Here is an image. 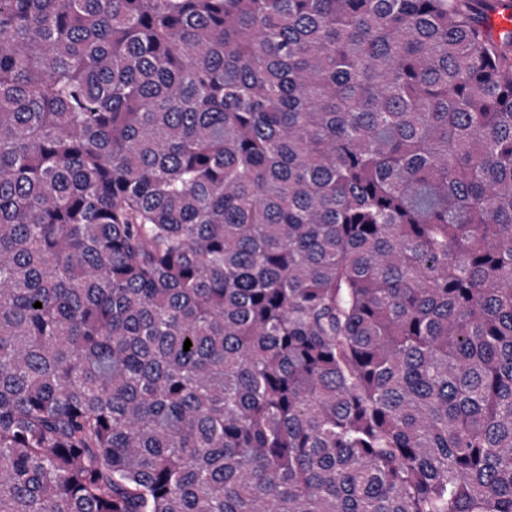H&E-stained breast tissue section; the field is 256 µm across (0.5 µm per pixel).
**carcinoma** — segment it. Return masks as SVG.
<instances>
[{"instance_id": "carcinoma-1", "label": "carcinoma", "mask_w": 512, "mask_h": 512, "mask_svg": "<svg viewBox=\"0 0 512 512\" xmlns=\"http://www.w3.org/2000/svg\"><path fill=\"white\" fill-rule=\"evenodd\" d=\"M505 17L0 0V512H512Z\"/></svg>"}]
</instances>
